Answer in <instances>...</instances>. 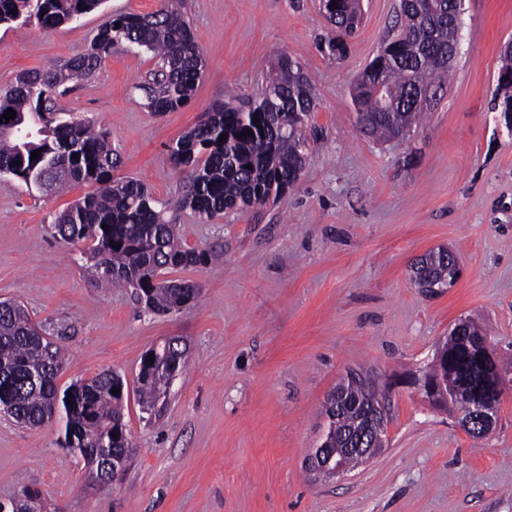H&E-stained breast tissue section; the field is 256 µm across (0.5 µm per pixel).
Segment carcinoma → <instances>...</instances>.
Returning a JSON list of instances; mask_svg holds the SVG:
<instances>
[{
    "mask_svg": "<svg viewBox=\"0 0 512 512\" xmlns=\"http://www.w3.org/2000/svg\"><path fill=\"white\" fill-rule=\"evenodd\" d=\"M102 2L0 0V24L57 27ZM178 3L159 0L150 13L111 17L86 52L23 73L0 90V117L11 108L16 120H37L45 128L44 136L28 145L0 134V174L33 183L48 195L79 183L94 186L55 217L54 236L69 244L86 243L92 275L135 288L138 300L154 313H170L178 310L182 300L197 299L162 275L205 260L203 252L187 246L171 212L189 209L212 218L288 192L297 183V170L306 164L304 121L317 106L310 80L295 61L282 55L265 79L260 100L246 109L219 105L203 113L177 141L171 156L175 165L186 170L188 186L175 203L155 200L133 179L112 178L115 162L109 136L83 119L64 117L57 97L67 84L91 77L112 50L128 45L157 60V68L137 85L151 111L169 112L188 104L204 58ZM320 7L336 27L338 46L354 29V0H321ZM403 26L408 30L405 38L386 39L363 72V85L352 87L360 130L384 141L409 134L424 112V106L410 97L413 82L438 88L449 74L445 64L428 59L429 53L455 36L449 0H412ZM378 83L389 89L390 104L375 96L373 87ZM245 131L253 135L242 136ZM222 134L226 139L221 142ZM34 151L39 155L32 161ZM74 154L78 158H72ZM114 243L120 248H113ZM415 276L435 288H450L459 278L451 259L434 252L419 259ZM188 360L185 345L158 348L153 364L138 379L144 409L154 408L166 396L171 380L183 373ZM62 369L60 348L34 330L27 310L17 303L0 305V409L30 428L52 420L56 409L65 419V447L84 457L104 445L113 457L122 456L129 443L122 395L111 393L124 386L121 376L104 371L61 391L57 378ZM34 373L40 375L35 384L31 382ZM423 378L441 397L462 407L480 402L496 385L464 336H448ZM383 400V393L348 378L339 393L325 401L327 429L320 447H336L343 434L372 438L376 432L373 403Z\"/></svg>",
    "mask_w": 512,
    "mask_h": 512,
    "instance_id": "cac0c4a2",
    "label": "carcinoma"
}]
</instances>
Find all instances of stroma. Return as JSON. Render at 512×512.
<instances>
[{"mask_svg":"<svg viewBox=\"0 0 512 512\" xmlns=\"http://www.w3.org/2000/svg\"><path fill=\"white\" fill-rule=\"evenodd\" d=\"M399 0H363L342 50L319 0H182L204 72L190 103L150 111L137 83L151 54L119 48L60 97L63 111L112 137L114 176L158 200L186 173L170 147L212 106L254 100L280 55L313 80L309 160L296 187L262 205L178 223L204 264L167 271L197 284L189 307L147 312L133 289L89 279L84 244L56 240L54 213L82 197L48 196L0 175V301L21 303L65 354L59 387L109 370L125 382L124 421L136 446L121 482L93 484L59 445L62 422L30 429L0 413V500L41 493L43 512H512V382L492 431L468 435L455 410L404 379L422 375L458 320L491 332L512 363V129L496 105L512 0H461V41L449 82L402 140L361 132L350 86L396 30ZM127 0L52 29L0 25V88L26 71L85 52ZM440 246L463 268L449 288L411 279ZM190 346L187 370L153 411L139 403L144 352L170 337ZM395 382L386 446L353 471L317 479L306 459L324 401L348 372Z\"/></svg>","mask_w":512,"mask_h":512,"instance_id":"stroma-1","label":"stroma"}]
</instances>
